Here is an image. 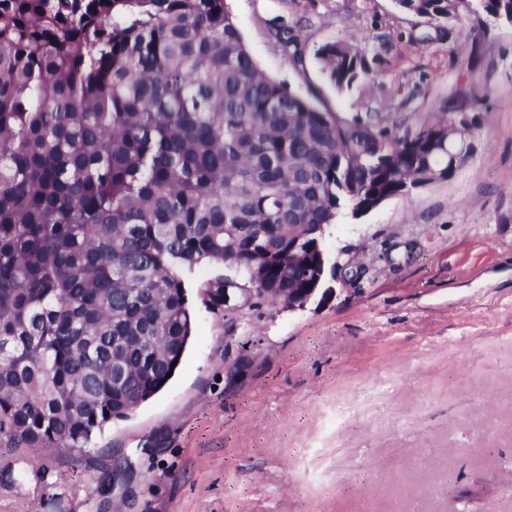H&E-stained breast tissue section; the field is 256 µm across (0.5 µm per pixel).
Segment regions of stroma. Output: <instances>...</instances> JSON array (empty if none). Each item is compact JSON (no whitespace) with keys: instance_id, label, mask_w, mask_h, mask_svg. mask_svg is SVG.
Wrapping results in <instances>:
<instances>
[{"instance_id":"35a3bbf8","label":"stroma","mask_w":512,"mask_h":512,"mask_svg":"<svg viewBox=\"0 0 512 512\" xmlns=\"http://www.w3.org/2000/svg\"><path fill=\"white\" fill-rule=\"evenodd\" d=\"M256 65L341 117L431 119L475 102L453 177L355 216L324 247L357 266L305 309L196 315L168 385L84 453L0 442V512H512V26L479 40L393 0H228ZM299 28L302 61L277 24ZM363 50L374 82L337 90L321 44Z\"/></svg>"}]
</instances>
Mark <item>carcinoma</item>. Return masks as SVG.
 <instances>
[{"label":"carcinoma","instance_id":"obj_1","mask_svg":"<svg viewBox=\"0 0 512 512\" xmlns=\"http://www.w3.org/2000/svg\"><path fill=\"white\" fill-rule=\"evenodd\" d=\"M466 25L512 0H394ZM283 48L304 49L280 25ZM339 89L375 78L339 40L314 50ZM444 112L411 129L347 121L255 64L224 0H0V438L82 451L161 391L195 313L187 275L263 249L265 288H307L294 224L403 195L453 154ZM224 276L205 295L224 308Z\"/></svg>","mask_w":512,"mask_h":512}]
</instances>
